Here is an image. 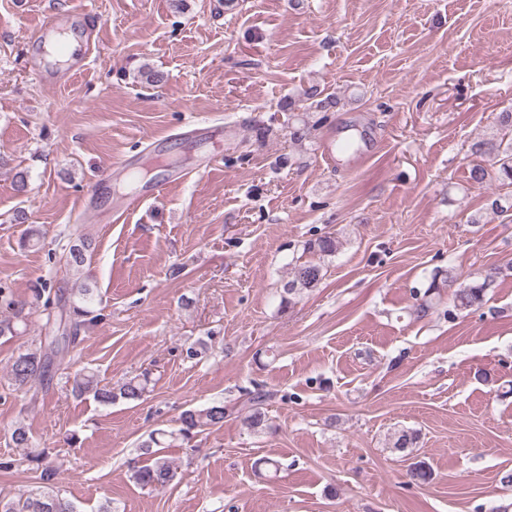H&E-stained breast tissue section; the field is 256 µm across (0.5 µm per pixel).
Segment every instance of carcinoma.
Segmentation results:
<instances>
[{"label":"carcinoma","instance_id":"cac0c4a2","mask_svg":"<svg viewBox=\"0 0 512 512\" xmlns=\"http://www.w3.org/2000/svg\"><path fill=\"white\" fill-rule=\"evenodd\" d=\"M302 100L308 103V109L316 112H332L340 104L336 96H322V91L314 85L303 90ZM473 154L481 159L470 170V179L480 185L488 176L486 166L495 168L498 181L502 186H512V112H502L496 131L482 138L472 146ZM341 242L335 236L320 237L310 243L308 250L321 256L333 255ZM90 247L87 241L71 243L64 256V265L68 269L82 267L86 260V251ZM499 266L489 268L480 282L460 284L452 294V303L459 312H472L480 309L488 290L502 277ZM323 278V267L314 261H306L294 267L293 275L284 285L282 302L291 304V296L302 290L317 287ZM98 291L95 288H50L47 284L36 285L31 289L28 299L16 298L12 293L0 288V303L5 305L8 315L0 318V336H13L16 325L28 319L32 310L42 308L43 327L52 335H60V340L47 341L46 347H37L19 352L10 362L8 372L19 388L36 380H44L52 369L65 362L70 352L80 340L81 332L100 319L95 303ZM71 392L78 396H93L94 400L109 405L121 398L127 401H139L148 393V376L129 378L115 386L102 385L97 375L88 370H80L68 377ZM269 393L258 387L250 392L249 415L246 424L255 432L270 429L269 418L264 405ZM226 410L224 403L215 401L202 408L184 411L180 416L179 428L160 432V436H149L142 444L147 463L132 469L131 478L142 488L163 490L174 483L177 471L173 463L152 447L166 441L168 445H186L197 434L207 428L223 426ZM11 440L18 448H28L27 461L32 468L40 471L39 485L14 494L0 495V512H79L76 504L63 497L54 483V472L43 467L45 450L33 448L32 437L24 426L14 428ZM418 433L412 429L401 428L392 435V448L404 452L415 447Z\"/></svg>","mask_w":512,"mask_h":512}]
</instances>
